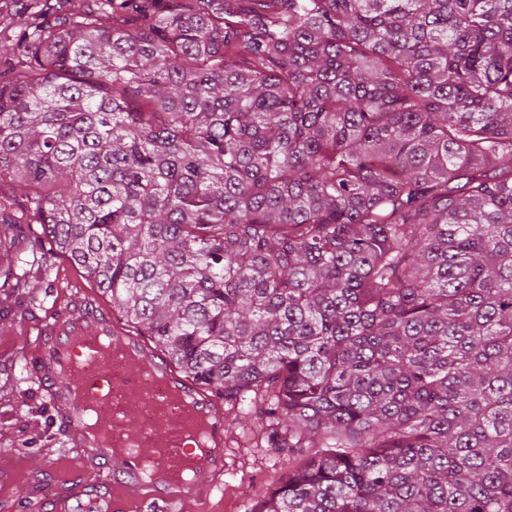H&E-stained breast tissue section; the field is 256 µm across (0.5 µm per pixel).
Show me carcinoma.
Segmentation results:
<instances>
[{
	"instance_id": "1",
	"label": "carcinoma",
	"mask_w": 512,
	"mask_h": 512,
	"mask_svg": "<svg viewBox=\"0 0 512 512\" xmlns=\"http://www.w3.org/2000/svg\"><path fill=\"white\" fill-rule=\"evenodd\" d=\"M3 286L60 255L269 448L251 512H512V0H24ZM41 228L38 224H19L17 230V240L13 243H3L0 246V264L3 267L10 259L11 254L16 247L26 245L32 240L33 234L40 233Z\"/></svg>"
}]
</instances>
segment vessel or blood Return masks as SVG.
<instances>
[{
  "label": "vessel or blood",
  "instance_id": "b4317fda",
  "mask_svg": "<svg viewBox=\"0 0 512 512\" xmlns=\"http://www.w3.org/2000/svg\"><path fill=\"white\" fill-rule=\"evenodd\" d=\"M22 357L34 363L48 398L72 437L83 481L49 496L53 512H68L72 498H85L87 512H184L189 499L208 502L223 491V469L201 460L198 481L172 495L139 483L142 451L159 465L180 470L191 422L164 409L165 387L149 386L155 369L206 412L224 415V402L183 375L149 337L124 325L88 290L63 298Z\"/></svg>",
  "mask_w": 512,
  "mask_h": 512
}]
</instances>
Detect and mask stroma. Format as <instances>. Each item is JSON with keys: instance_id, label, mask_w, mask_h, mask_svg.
Wrapping results in <instances>:
<instances>
[{"instance_id": "obj_1", "label": "stroma", "mask_w": 512, "mask_h": 512, "mask_svg": "<svg viewBox=\"0 0 512 512\" xmlns=\"http://www.w3.org/2000/svg\"><path fill=\"white\" fill-rule=\"evenodd\" d=\"M46 275L31 277L25 289L0 288V467L14 471L15 482L6 490L17 499L26 490L28 512H41L44 488L59 483L65 470L60 446L68 442L32 366L21 357L27 336L51 308L65 279H79L83 271L68 260L46 256ZM224 451V496L191 512H246L265 491L278 486L282 471L274 448H256L239 428H231Z\"/></svg>"}]
</instances>
